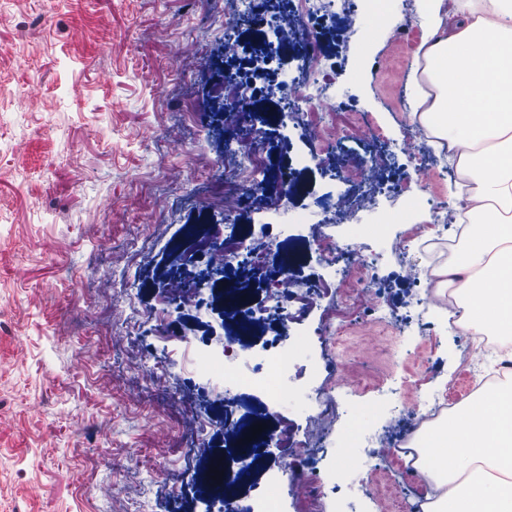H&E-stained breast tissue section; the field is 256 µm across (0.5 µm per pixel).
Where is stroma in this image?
I'll list each match as a JSON object with an SVG mask.
<instances>
[{
    "mask_svg": "<svg viewBox=\"0 0 512 512\" xmlns=\"http://www.w3.org/2000/svg\"><path fill=\"white\" fill-rule=\"evenodd\" d=\"M224 2L0 0V305L13 310L0 320V512H212L195 477L217 458L225 420L250 427L256 419L225 404L197 365L200 353L221 349L223 309H180L161 283L170 276L191 288L210 282L213 242L232 248L243 231L276 252L299 250L298 277L318 304L291 293L283 306L300 360L327 366L317 390L280 399L265 420L289 433L283 446L265 449L243 491L271 484L303 448L327 453L318 485L303 499L272 493L273 512H344L334 477L361 468L362 454L353 441L337 447V433L385 423L409 450L421 441L422 401L447 392L463 367L466 341L449 330L447 308L430 307L433 336L402 323L386 337L390 353L377 357L361 353L354 306L344 354L374 388L344 387L328 369L334 357L320 333L342 297L309 230L319 203L336 197L346 213L328 236L376 255L380 281L403 288L396 312L415 300L403 266L428 263L421 239L409 236L430 219L426 192L416 183L389 192L413 166L403 148L411 71L386 66L392 45L370 0H360L355 24L344 29L332 18L307 17L301 0H284L289 17L311 22L322 51L280 55L272 71L279 81L304 68L328 70L338 102L384 130L381 139L331 147L333 157L359 160L352 181L318 166L322 146L288 106L275 121L252 112L225 129V71L248 75L258 90L264 76L254 70L252 43L226 31ZM159 27L165 40L155 37ZM191 45L197 62L188 69L183 50ZM253 136L267 170L298 179L288 212L304 223H273L270 195L250 179L225 177V164L235 161L228 145ZM176 171L183 187L171 183ZM372 192L376 209L353 213ZM228 194L239 205L230 218ZM367 224L409 237L405 256L366 234ZM101 281L117 302L96 292ZM129 348L137 364L126 362ZM418 376L420 393L405 392ZM328 394L341 398L336 418L315 422L310 411ZM157 428L167 433L163 458L152 455ZM102 482L114 489L110 499L92 490Z\"/></svg>",
    "mask_w": 512,
    "mask_h": 512,
    "instance_id": "1",
    "label": "stroma"
}]
</instances>
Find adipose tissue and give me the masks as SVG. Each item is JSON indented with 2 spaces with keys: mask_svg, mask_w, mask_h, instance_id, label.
Masks as SVG:
<instances>
[{
  "mask_svg": "<svg viewBox=\"0 0 512 512\" xmlns=\"http://www.w3.org/2000/svg\"><path fill=\"white\" fill-rule=\"evenodd\" d=\"M419 47L431 92L420 95L430 146L457 147L466 181L457 217L463 259L440 268L456 287V332L512 335V0H424ZM440 463L421 451L433 484L424 512H512V372L437 431Z\"/></svg>",
  "mask_w": 512,
  "mask_h": 512,
  "instance_id": "obj_1",
  "label": "adipose tissue"
}]
</instances>
